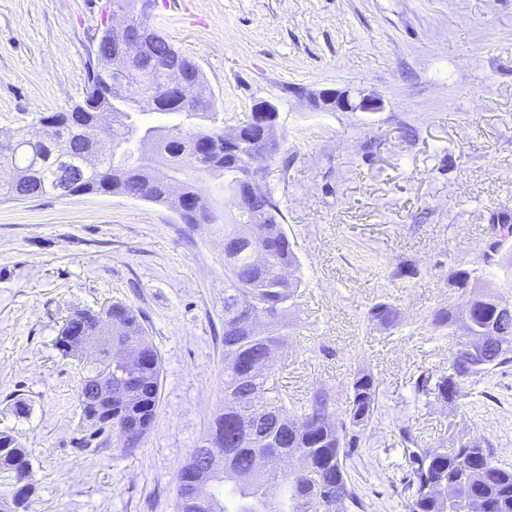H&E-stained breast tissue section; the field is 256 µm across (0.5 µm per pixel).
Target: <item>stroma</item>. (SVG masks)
<instances>
[{
  "label": "stroma",
  "instance_id": "obj_1",
  "mask_svg": "<svg viewBox=\"0 0 512 512\" xmlns=\"http://www.w3.org/2000/svg\"><path fill=\"white\" fill-rule=\"evenodd\" d=\"M111 8L0 0V135L82 101ZM145 22L199 66L225 128L258 100L279 107L288 180L269 183L302 287L276 378L289 412L324 386L341 414L355 374H372L378 412L349 468L366 512H407L403 427L428 448L486 437L512 468V363L447 405L415 389L450 373L459 347L432 322L462 301L452 276L512 303V237L493 228L512 223V0H153ZM328 90L380 107L331 108ZM114 302L143 316L161 359L156 417L134 448L115 430L85 445L93 358L54 347L74 310ZM378 302L394 325L369 319ZM223 322L222 232L121 196L0 203V430L30 452L26 512H175L179 471L224 410Z\"/></svg>",
  "mask_w": 512,
  "mask_h": 512
}]
</instances>
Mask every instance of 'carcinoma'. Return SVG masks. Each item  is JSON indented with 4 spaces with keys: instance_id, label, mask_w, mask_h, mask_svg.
I'll use <instances>...</instances> for the list:
<instances>
[{
    "instance_id": "cac0c4a2",
    "label": "carcinoma",
    "mask_w": 512,
    "mask_h": 512,
    "mask_svg": "<svg viewBox=\"0 0 512 512\" xmlns=\"http://www.w3.org/2000/svg\"><path fill=\"white\" fill-rule=\"evenodd\" d=\"M167 74L151 68L131 78L128 94L141 95L151 110L159 114H181L180 137L169 138L170 127L148 125L133 119L125 106L131 100L112 90L115 74L102 69L95 60L87 62V83L82 102L71 111L41 115L44 126L38 139L28 137V127L16 129L18 146L5 159L10 161L18 179L0 182V199L9 201L19 195L29 197L60 192L56 170L62 138L70 136L75 149L72 161L79 163L80 136L72 134L70 112L83 115L89 124L99 110L112 114L106 138L109 150L86 168L71 195L110 194L139 198L172 209L177 200L169 197V187L158 179L154 167L162 165L169 178L183 184V194L196 189L198 180L209 177L222 182V188L236 198L244 174L243 151L229 149L224 143V128L211 125L214 105L194 100L178 102L157 96ZM220 142V155L210 167L197 163V154L206 146ZM264 203L274 209L270 222L258 225L259 237L250 245L242 237L249 227L243 213L230 215L224 224V240L232 262L224 265V413L215 421L210 447L224 454L228 467L205 477L197 473L198 464L188 462L180 471L176 488V512H322L313 490L324 484L336 485L339 501L334 512H353L363 503L347 471L346 461L360 448L362 431L377 411V385L372 375L358 374L350 386L345 419L333 411L332 395L324 387L314 391L301 413L290 414L284 398L274 392L275 370L260 372L255 364L268 349H281L288 336V315L299 296L301 280L286 274L297 266L284 225L279 201L266 189ZM456 284L464 290L471 307L467 341L457 350L452 364L467 362L460 374L441 375L434 385L419 377L418 391L446 402L462 396L466 382L491 369L512 362V324L491 342V355L473 352V344L482 339L487 328L499 320L496 300L499 292L489 282L469 284V278L457 276ZM245 296L248 305L238 306ZM461 310L441 308L433 314L438 328L455 333ZM370 320L389 324L395 316L389 303H377L369 311ZM267 319L266 329L254 331V320ZM112 326V336L122 345L140 350L138 361L128 367H112L102 357L96 364L97 375L112 372V389L120 397L112 408L94 417L80 406L82 419L90 428L93 441L117 426L131 432V444L137 445L151 428L158 405L161 362L156 349L147 340V329L134 310L113 303L98 310L74 311L55 338L54 346L63 356L80 341L79 332L103 335ZM271 438L278 448H266L247 437L246 431ZM407 465L411 475L405 486L408 512H448V498L456 499L455 512H512V470L493 462V444L477 437H456L452 449L418 446L412 434L401 431ZM296 456L295 471L288 474V484L278 483L280 454ZM28 451L7 431L0 432V471L13 474L15 483H31V472L22 468Z\"/></svg>"
}]
</instances>
